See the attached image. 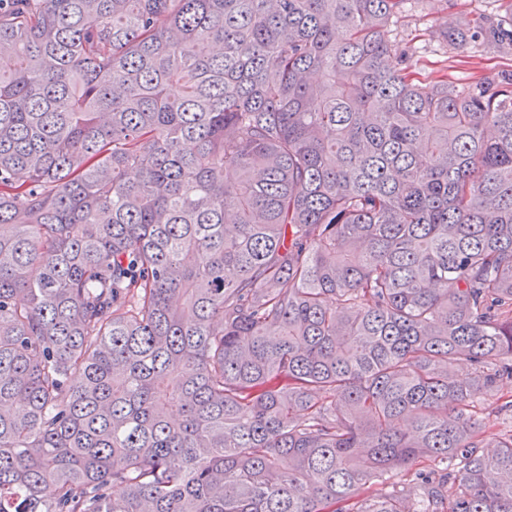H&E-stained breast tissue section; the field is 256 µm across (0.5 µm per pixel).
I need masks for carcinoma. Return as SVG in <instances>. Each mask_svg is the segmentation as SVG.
<instances>
[{
    "mask_svg": "<svg viewBox=\"0 0 512 512\" xmlns=\"http://www.w3.org/2000/svg\"><path fill=\"white\" fill-rule=\"evenodd\" d=\"M405 3L0 0V512H512V82ZM498 0H408L393 29L410 63L425 82L448 77L466 86L484 79H511L512 46L487 40L485 28L501 13ZM452 20L472 35L463 46L447 45L438 34ZM496 393L495 396L481 400L475 409L483 436L488 442L512 430V412L500 410L501 404L512 400V380H503Z\"/></svg>",
    "mask_w": 512,
    "mask_h": 512,
    "instance_id": "cac0c4a2",
    "label": "carcinoma"
}]
</instances>
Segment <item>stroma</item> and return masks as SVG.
Segmentation results:
<instances>
[{
	"mask_svg": "<svg viewBox=\"0 0 512 512\" xmlns=\"http://www.w3.org/2000/svg\"><path fill=\"white\" fill-rule=\"evenodd\" d=\"M500 12V0H408L394 30L422 81L445 78L466 86L484 79H508L512 46L491 43L485 35L488 23ZM452 21L470 33L463 46L446 44L440 37ZM508 400H512V380L501 382L495 396L478 403L477 418L486 441L512 431V412L500 409Z\"/></svg>",
	"mask_w": 512,
	"mask_h": 512,
	"instance_id": "35a3bbf8",
	"label": "stroma"
}]
</instances>
